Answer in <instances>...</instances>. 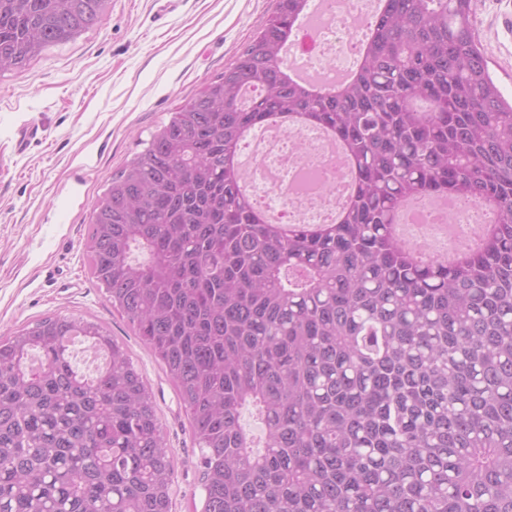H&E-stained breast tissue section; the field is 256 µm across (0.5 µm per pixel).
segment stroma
I'll list each match as a JSON object with an SVG mask.
<instances>
[{"label": "stroma", "instance_id": "35a3bbf8", "mask_svg": "<svg viewBox=\"0 0 512 512\" xmlns=\"http://www.w3.org/2000/svg\"><path fill=\"white\" fill-rule=\"evenodd\" d=\"M512 95V0H474ZM275 0H112L106 19L0 73V334L48 316L95 321L126 347L175 463L171 512L203 499L202 452L154 353L89 271L95 202L170 112L220 76Z\"/></svg>", "mask_w": 512, "mask_h": 512}]
</instances>
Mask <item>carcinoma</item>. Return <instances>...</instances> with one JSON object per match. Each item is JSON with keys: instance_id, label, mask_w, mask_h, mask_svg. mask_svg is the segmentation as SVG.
<instances>
[{"instance_id": "carcinoma-1", "label": "carcinoma", "mask_w": 512, "mask_h": 512, "mask_svg": "<svg viewBox=\"0 0 512 512\" xmlns=\"http://www.w3.org/2000/svg\"><path fill=\"white\" fill-rule=\"evenodd\" d=\"M109 2L0 0V71ZM308 6L276 0L112 179L91 275L178 390L201 512H512V99L474 0H382L338 88L285 67ZM276 114L343 142L354 193L336 222L287 230L243 194L235 156ZM433 195L488 217L457 262L391 231L404 199ZM75 336L109 354L93 380ZM174 483L152 393L106 329L54 316L0 336V512H171Z\"/></svg>"}]
</instances>
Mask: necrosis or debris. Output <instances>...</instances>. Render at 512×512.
Wrapping results in <instances>:
<instances>
[{
  "label": "necrosis or debris",
  "mask_w": 512,
  "mask_h": 512,
  "mask_svg": "<svg viewBox=\"0 0 512 512\" xmlns=\"http://www.w3.org/2000/svg\"><path fill=\"white\" fill-rule=\"evenodd\" d=\"M373 0H318V11L288 58L333 81L357 59V26ZM250 181L256 204L273 209L280 224H323L336 210L341 168L336 155L310 132L286 129L269 141L252 143Z\"/></svg>",
  "instance_id": "necrosis-or-debris-1"
}]
</instances>
